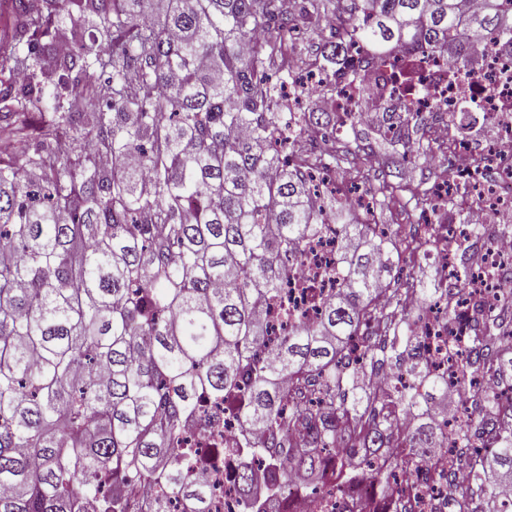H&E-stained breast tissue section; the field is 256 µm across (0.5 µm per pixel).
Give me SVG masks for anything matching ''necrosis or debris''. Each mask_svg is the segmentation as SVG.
Listing matches in <instances>:
<instances>
[{
	"mask_svg": "<svg viewBox=\"0 0 512 512\" xmlns=\"http://www.w3.org/2000/svg\"><path fill=\"white\" fill-rule=\"evenodd\" d=\"M477 57L481 67L477 77L470 78L432 53L412 61L397 52L377 65L360 48L354 55L352 72L332 80L324 71L311 68L288 91L289 108L294 111L304 94L333 85L332 110L337 121H345L348 113L355 112L361 127L378 128L402 141L407 140L408 129L398 123L399 113L433 116L428 135L440 152L451 157L452 168L431 188L429 245L448 272L456 267L461 252H468L471 275L465 290L443 289L435 304L421 310L417 327L431 369L447 374L452 386L457 385L461 368L453 351L474 332L477 311L512 320V308L501 303L502 288L512 283V242L473 251L468 248L469 225L512 223V46L492 39L484 43ZM471 105L487 116L488 124L479 136L467 138L460 133V114ZM488 166L495 168L498 179L486 178L484 169ZM356 182V175L345 168L323 172L313 198L315 207H322L327 196L336 194L367 210L370 199L356 190ZM336 252L335 228L330 225L307 242L300 264L284 279L282 291L299 318L312 322L318 316L319 307L309 299L307 288H316L324 296L335 292L338 280L328 271L337 265ZM450 310L456 313L451 324L446 321ZM213 412L219 426L206 422L185 425L184 433L194 447L208 448L220 439H241L236 414L220 406ZM457 425V414H449L443 428L444 443L432 452L429 469L417 484L423 507L441 501L446 485L440 482V475L455 477L464 472L454 446Z\"/></svg>",
	"mask_w": 512,
	"mask_h": 512,
	"instance_id": "obj_1",
	"label": "necrosis or debris"
}]
</instances>
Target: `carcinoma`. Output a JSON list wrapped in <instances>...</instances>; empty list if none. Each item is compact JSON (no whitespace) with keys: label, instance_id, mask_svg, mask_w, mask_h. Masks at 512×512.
I'll return each instance as SVG.
<instances>
[{"label":"carcinoma","instance_id":"cac0c4a2","mask_svg":"<svg viewBox=\"0 0 512 512\" xmlns=\"http://www.w3.org/2000/svg\"><path fill=\"white\" fill-rule=\"evenodd\" d=\"M323 18L336 27L319 55L337 66L356 46L378 64L424 48L472 73L469 47L512 41V0L466 17L461 0H0V512H85L90 499L143 512L142 485L155 488L151 512H210L195 469L226 460L243 512H267L301 471L328 493L330 462L343 512H357L352 480L383 499L392 488L381 469L352 473L355 461L391 446L410 480L439 446L430 411L448 402V379L428 366L406 302L439 289L399 288L395 242L347 200L312 210V172L349 162L336 139L292 168L271 145L293 71L284 42L258 35ZM30 137L36 149L17 151ZM326 224L336 294L272 343L261 311ZM380 352L406 380L377 394L365 376ZM487 362L512 392V332L495 346L470 337L465 370ZM210 401L270 445H188L184 423L213 420ZM486 401L480 431L457 432L476 449L471 486H450L458 512H512V403ZM290 430L306 446L280 460Z\"/></svg>","mask_w":512,"mask_h":512}]
</instances>
